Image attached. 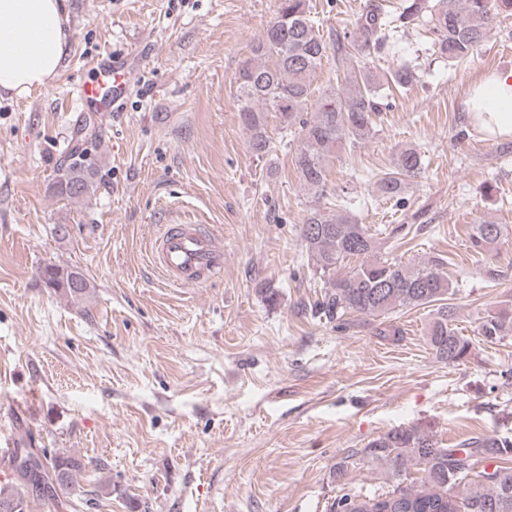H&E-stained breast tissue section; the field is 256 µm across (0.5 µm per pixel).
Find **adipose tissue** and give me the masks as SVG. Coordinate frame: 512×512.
Wrapping results in <instances>:
<instances>
[{"label":"adipose tissue","mask_w":512,"mask_h":512,"mask_svg":"<svg viewBox=\"0 0 512 512\" xmlns=\"http://www.w3.org/2000/svg\"><path fill=\"white\" fill-rule=\"evenodd\" d=\"M71 35L65 0H0V94L23 97L51 85ZM465 103L488 134L512 136V71L486 75Z\"/></svg>","instance_id":"obj_1"}]
</instances>
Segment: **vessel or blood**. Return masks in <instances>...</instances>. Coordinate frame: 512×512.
<instances>
[{"mask_svg": "<svg viewBox=\"0 0 512 512\" xmlns=\"http://www.w3.org/2000/svg\"><path fill=\"white\" fill-rule=\"evenodd\" d=\"M132 62L127 58H96L93 81L83 85L78 99L90 112L118 108L129 88ZM154 266L175 288L194 287L224 270V246L203 224H162L150 243Z\"/></svg>", "mask_w": 512, "mask_h": 512, "instance_id": "vessel-or-blood-1", "label": "vessel or blood"}]
</instances>
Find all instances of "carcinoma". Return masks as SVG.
I'll list each match as a JSON object with an SVG mask.
<instances>
[{
  "label": "carcinoma",
  "instance_id": "obj_1",
  "mask_svg": "<svg viewBox=\"0 0 512 512\" xmlns=\"http://www.w3.org/2000/svg\"><path fill=\"white\" fill-rule=\"evenodd\" d=\"M512 12V0H459V5L439 9L429 0H404L398 10L385 13L376 4L364 7L350 33L357 54L380 52L390 34L415 21H428L436 51L453 63L466 61L485 42L500 12ZM256 61L245 65L237 89L240 118L249 132V147L258 158L272 151L267 113L273 112L283 127L299 125L294 165L304 187L323 193L327 162L344 142L368 138L381 112L376 76L353 63V56L337 47L346 66L345 87L321 93L310 118L302 117L311 97L312 77L322 65L326 43L315 29L308 0H279L276 17L254 44ZM419 81L415 67L404 63L388 71L385 84L406 89ZM422 156L413 148L401 150L395 168L377 179L379 193L393 199L407 181L418 176ZM95 169L73 162L59 176L54 192L80 199L93 192ZM501 224H476L469 234L479 253H493L503 237ZM383 231H371L350 215L343 205L315 208L301 228V239L313 268L326 287L317 302L318 311L339 323L351 314L380 317L397 307L440 306L428 324L426 342L438 359L459 363L471 355L472 342L448 320L445 296L450 294L445 262L440 258L419 264L378 255ZM46 284L72 299L87 293L89 282L80 272L55 264L44 266ZM477 333L495 344L512 335V309L489 312L481 318ZM368 460L385 467L389 490L362 495L350 489L335 498L330 512H365L366 501L379 496L399 497L414 505L394 512H438V502L450 500L456 512H512V439L496 435L469 438L447 446L418 426L395 428L370 441L363 450ZM37 471L30 472L13 459L18 478L0 483V512H28L29 498L38 492L75 489L82 460L68 454L51 458L37 448ZM494 461L493 473L478 470ZM421 478L411 480L412 472Z\"/></svg>",
  "mask_w": 512,
  "mask_h": 512
}]
</instances>
